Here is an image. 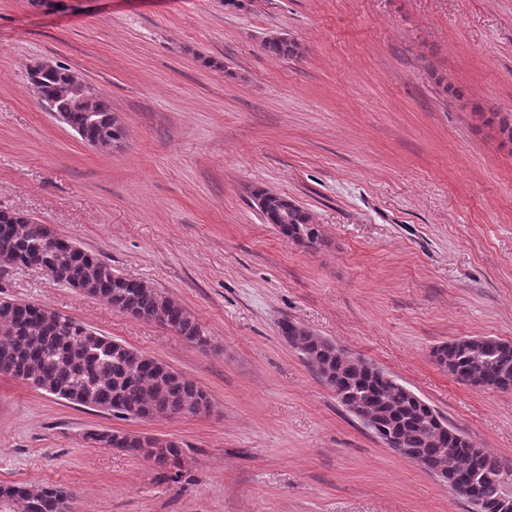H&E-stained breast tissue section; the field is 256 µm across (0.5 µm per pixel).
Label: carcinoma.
Segmentation results:
<instances>
[{
    "instance_id": "obj_1",
    "label": "carcinoma",
    "mask_w": 512,
    "mask_h": 512,
    "mask_svg": "<svg viewBox=\"0 0 512 512\" xmlns=\"http://www.w3.org/2000/svg\"><path fill=\"white\" fill-rule=\"evenodd\" d=\"M264 49L279 58L300 54V44L287 36L265 41ZM30 84L40 106L59 114L80 138L107 150L125 136L108 97L90 88L68 66L30 68ZM503 146H512V113L492 112L486 118ZM263 190L255 194L265 220L287 238L320 242L318 225L301 207L288 208V223L276 209L264 205ZM40 261L55 272L54 280L91 298H101L112 309L139 320L157 322L198 346L207 338L191 314L173 297L112 269L103 258L74 241L47 239L41 224L20 212L0 209V269L25 267ZM281 334L336 392L341 405L380 423L421 461L427 471L453 469L460 474L457 494L479 501L484 512H502L508 495L503 486L512 472L481 448L472 445L454 427L439 431L432 406L422 405L414 392L374 364L351 360L336 344L310 329L285 321ZM436 362L464 384L479 390H512V343L488 336L456 339L434 349ZM0 374L28 383L38 391L72 404L104 410L119 418L152 419L182 416L209 400L194 383L167 364L50 309L9 297H0ZM90 439L103 447L151 463L158 474L174 483L186 477L183 446L154 437L93 432ZM71 493L56 486L0 487V501L19 512H69Z\"/></svg>"
}]
</instances>
